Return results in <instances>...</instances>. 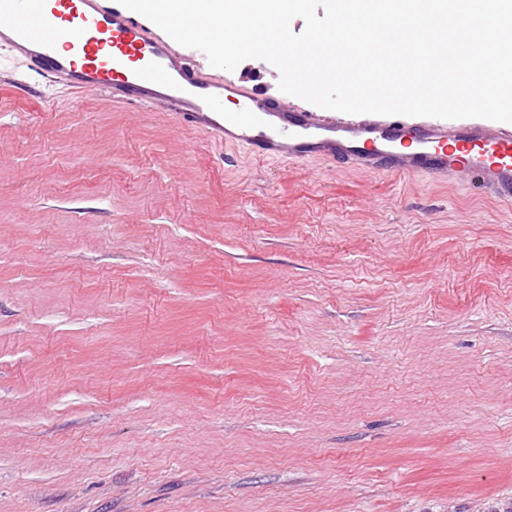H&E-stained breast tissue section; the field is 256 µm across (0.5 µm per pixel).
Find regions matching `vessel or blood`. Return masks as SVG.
Here are the masks:
<instances>
[{"mask_svg":"<svg viewBox=\"0 0 512 512\" xmlns=\"http://www.w3.org/2000/svg\"><path fill=\"white\" fill-rule=\"evenodd\" d=\"M0 45L51 83L164 107L263 158H319L370 171L478 185L512 205V126L402 115L326 118L199 70L178 45L116 0H0ZM235 110H225V102Z\"/></svg>","mask_w":512,"mask_h":512,"instance_id":"1","label":"vessel or blood"}]
</instances>
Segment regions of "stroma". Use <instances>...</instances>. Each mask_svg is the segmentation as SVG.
I'll return each mask as SVG.
<instances>
[{"mask_svg":"<svg viewBox=\"0 0 512 512\" xmlns=\"http://www.w3.org/2000/svg\"><path fill=\"white\" fill-rule=\"evenodd\" d=\"M0 512H512V206L0 49Z\"/></svg>","mask_w":512,"mask_h":512,"instance_id":"35a3bbf8","label":"stroma"}]
</instances>
